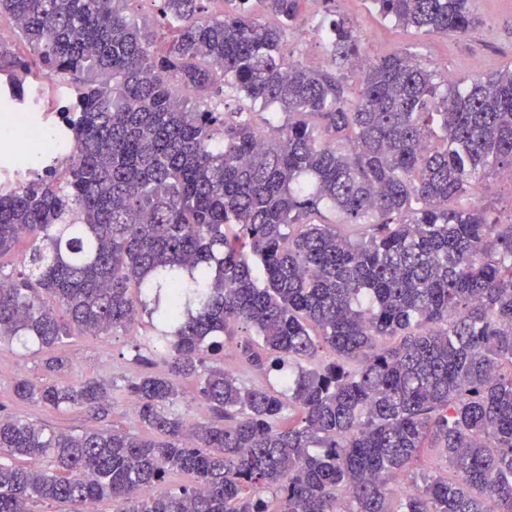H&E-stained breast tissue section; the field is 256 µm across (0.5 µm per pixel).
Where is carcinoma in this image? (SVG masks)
Returning a JSON list of instances; mask_svg holds the SVG:
<instances>
[{"label": "carcinoma", "mask_w": 512, "mask_h": 512, "mask_svg": "<svg viewBox=\"0 0 512 512\" xmlns=\"http://www.w3.org/2000/svg\"><path fill=\"white\" fill-rule=\"evenodd\" d=\"M125 2L0 0L28 50L0 46V111H37L29 75L70 82L75 142L0 193V258L28 242L0 272V342L147 315L136 362L160 368L124 389L152 436L1 416L0 512H512V223L464 203L512 179V68L445 82L406 48L361 67L340 16L321 72L287 50L302 0H159L157 32ZM368 2L425 34L477 22L475 0ZM327 207L345 227L315 222ZM227 341L280 388L215 365ZM184 382L213 419L175 409ZM113 388L13 392L97 419Z\"/></svg>", "instance_id": "cac0c4a2"}]
</instances>
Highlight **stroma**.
<instances>
[{
	"label": "stroma",
	"mask_w": 512,
	"mask_h": 512,
	"mask_svg": "<svg viewBox=\"0 0 512 512\" xmlns=\"http://www.w3.org/2000/svg\"><path fill=\"white\" fill-rule=\"evenodd\" d=\"M334 6L337 15L348 18L358 30L361 51L366 56L387 55L407 48L441 78L454 80H469L512 65V0H476L479 24L467 33L445 36L403 29L381 18L368 0H335ZM325 9L322 0H304L301 7L304 23L289 38V47L296 57L322 70L329 69L330 55L314 20L321 17ZM466 202L496 212L501 218L511 217L512 183L489 176ZM152 334L149 324L141 319L128 333L119 336H72L59 345V354L68 356L71 364L65 373L58 375V382L76 383L101 376L113 380L112 411L104 419H95L80 411L59 412L19 402L12 391L17 377L23 376L38 384L49 382L50 377L41 365L44 354L1 343L0 416L46 424L62 431L113 426L134 435H144L145 430L136 417L135 403L122 391L121 385L124 378L139 370L133 361L136 345Z\"/></svg>",
	"instance_id": "stroma-1"
}]
</instances>
